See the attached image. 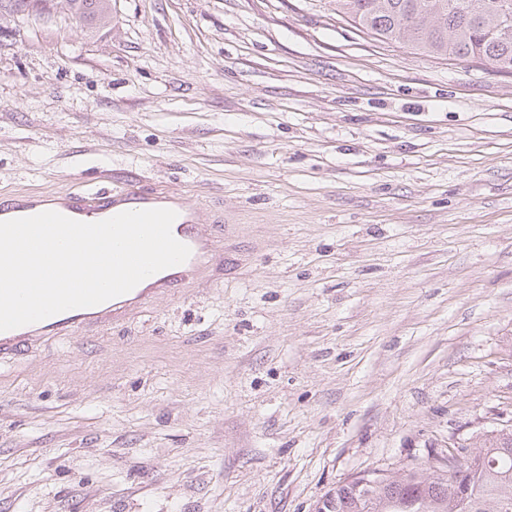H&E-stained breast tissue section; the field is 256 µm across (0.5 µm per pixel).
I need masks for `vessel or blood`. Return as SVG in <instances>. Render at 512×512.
I'll list each match as a JSON object with an SVG mask.
<instances>
[{
  "label": "vessel or blood",
  "instance_id": "1",
  "mask_svg": "<svg viewBox=\"0 0 512 512\" xmlns=\"http://www.w3.org/2000/svg\"><path fill=\"white\" fill-rule=\"evenodd\" d=\"M153 208H167L176 212L172 234L191 250L184 263L160 271L143 280L130 292L102 304L68 310L33 324L0 331V355L24 354L33 350L45 336L65 335L79 326L122 317L129 310L172 294L175 288L187 281L213 279L216 244L212 229L202 223L199 206L189 204L175 194L165 197L146 194L134 182L111 192L74 190L57 196H28L0 201V221L52 210L78 221L97 222L123 211Z\"/></svg>",
  "mask_w": 512,
  "mask_h": 512
}]
</instances>
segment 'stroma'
I'll list each match as a JSON object with an SVG mask.
<instances>
[{"label": "stroma", "instance_id": "35a3bbf8", "mask_svg": "<svg viewBox=\"0 0 512 512\" xmlns=\"http://www.w3.org/2000/svg\"><path fill=\"white\" fill-rule=\"evenodd\" d=\"M0 7V198L172 192L216 281L0 359V512H313L512 420V76L335 0ZM109 1L70 0L72 24L76 26L104 25L107 20Z\"/></svg>", "mask_w": 512, "mask_h": 512}]
</instances>
